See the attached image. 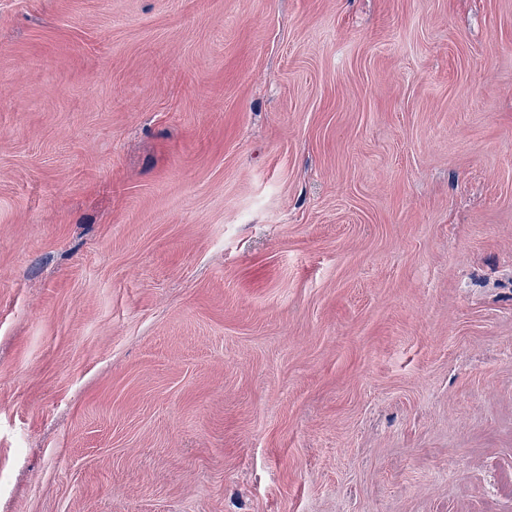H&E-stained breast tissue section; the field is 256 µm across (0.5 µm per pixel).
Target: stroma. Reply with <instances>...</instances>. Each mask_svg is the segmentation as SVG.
I'll return each mask as SVG.
<instances>
[{
	"label": "stroma",
	"instance_id": "1",
	"mask_svg": "<svg viewBox=\"0 0 512 512\" xmlns=\"http://www.w3.org/2000/svg\"><path fill=\"white\" fill-rule=\"evenodd\" d=\"M512 0H0V512H512Z\"/></svg>",
	"mask_w": 512,
	"mask_h": 512
}]
</instances>
